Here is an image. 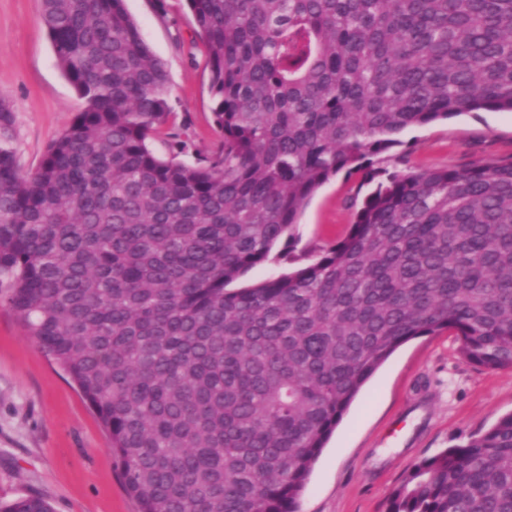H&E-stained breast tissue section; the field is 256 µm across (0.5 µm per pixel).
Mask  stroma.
Segmentation results:
<instances>
[{
    "instance_id": "obj_1",
    "label": "stroma",
    "mask_w": 512,
    "mask_h": 512,
    "mask_svg": "<svg viewBox=\"0 0 512 512\" xmlns=\"http://www.w3.org/2000/svg\"><path fill=\"white\" fill-rule=\"evenodd\" d=\"M163 60L175 127L200 151L217 133L205 54L185 0H126ZM0 98L16 116L19 167L35 172L81 99L59 69L40 0H0ZM410 165L462 168L512 156V112H468L401 136ZM358 177L338 175L293 228L296 253L345 234L363 197ZM512 413V371L463 360L443 330L401 346L351 404L316 461L299 512H384L411 467ZM39 494L54 512H139L124 489L111 442L69 376L0 305V501Z\"/></svg>"
}]
</instances>
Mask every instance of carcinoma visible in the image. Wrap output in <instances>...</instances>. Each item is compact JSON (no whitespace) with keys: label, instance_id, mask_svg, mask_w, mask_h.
Masks as SVG:
<instances>
[{"label":"carcinoma","instance_id":"carcinoma-1","mask_svg":"<svg viewBox=\"0 0 512 512\" xmlns=\"http://www.w3.org/2000/svg\"><path fill=\"white\" fill-rule=\"evenodd\" d=\"M185 2L208 154L169 127L165 63L126 0H41L83 105L28 174L0 99V302L100 420L140 512H298L401 345L448 330L467 362L512 368V157L383 167L407 128L512 112V0ZM344 170L377 182L347 234L232 287ZM385 512H512V413L414 464ZM295 268V265L288 264L284 261H271L263 266L253 269L248 275L240 280L234 287L241 288L253 283H257L271 276L288 273Z\"/></svg>","mask_w":512,"mask_h":512}]
</instances>
